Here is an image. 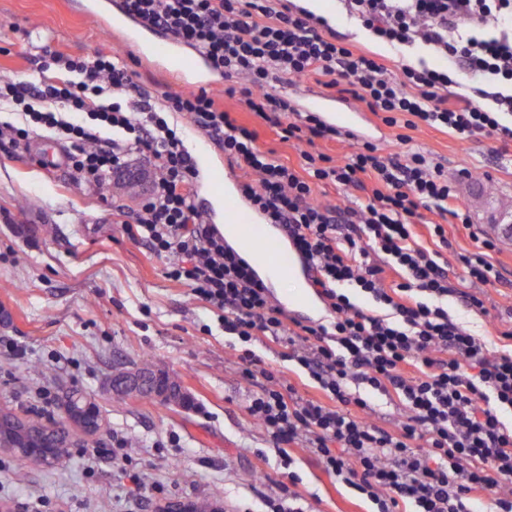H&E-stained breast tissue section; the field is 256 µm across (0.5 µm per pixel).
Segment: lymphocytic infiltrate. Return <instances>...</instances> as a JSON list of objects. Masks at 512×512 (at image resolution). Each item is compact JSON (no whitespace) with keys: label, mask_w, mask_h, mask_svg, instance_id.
I'll return each mask as SVG.
<instances>
[{"label":"lymphocytic infiltrate","mask_w":512,"mask_h":512,"mask_svg":"<svg viewBox=\"0 0 512 512\" xmlns=\"http://www.w3.org/2000/svg\"><path fill=\"white\" fill-rule=\"evenodd\" d=\"M373 39L423 50L430 61L380 62L326 18L293 0H123L147 28L206 55L228 80L241 110L306 145L304 171L257 144L255 130L207 89L166 96L165 107L137 97L119 54L73 56L46 50L38 78L1 81L0 101L24 117L0 127L17 141L45 130L68 140L72 183L101 187L112 171L138 160L151 189L133 221L150 250L168 255L170 279L217 313L226 336L241 343L246 376L257 381L246 411L269 434L289 482L291 448L308 449L323 472L371 502L375 512H512V323L498 326L490 350L448 313L449 298L488 316L480 294L456 288L460 265L470 280H503L496 243L474 235L473 250L443 259L445 225L424 212L462 218L440 166L409 149V130L427 125L464 140L512 145V0H344ZM321 77L324 89L364 103L398 129L403 153L385 157L360 140L343 161L316 150L347 134L317 113L294 109L268 92L270 80ZM177 112L219 139L231 164L250 174L240 193L277 225L306 262L327 322L303 320L273 303L251 264L229 247L194 202L198 171L177 129ZM365 195L358 207L329 208L316 183ZM281 346L290 371L255 365L250 343ZM306 378V398L288 374ZM396 396L404 415L393 429L364 419L372 394Z\"/></svg>","instance_id":"lymphocytic-infiltrate-1"}]
</instances>
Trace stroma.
<instances>
[{
	"label": "stroma",
	"instance_id": "35a3bbf8",
	"mask_svg": "<svg viewBox=\"0 0 512 512\" xmlns=\"http://www.w3.org/2000/svg\"><path fill=\"white\" fill-rule=\"evenodd\" d=\"M323 14L359 47L392 60L394 51L322 0ZM74 55L120 52L134 80L155 105L178 86L115 42L82 11L80 0H0V80L36 77L44 49ZM413 143L437 159L449 178L462 169L489 177L490 192L512 205V148L491 139L465 143L455 134L420 126ZM64 146L47 132L27 143L0 145V336L14 337L25 355L0 346V408L31 420L60 417L69 392L95 399L101 431L67 432L75 445L51 464L21 461L0 450V501L15 512H155L163 502L212 496L224 512H268L284 497L279 457L264 428L246 412L256 387L243 376L216 314L190 289L168 279L166 258L153 255L127 222L139 201L118 185L108 191L72 184L68 168L45 166ZM53 234H45V226ZM495 258L503 282L487 291L490 315L512 308V239ZM451 316L474 334L493 338L489 317L449 301ZM150 356L175 377L193 405L185 409L132 398L106 400L113 372ZM33 364L45 375L30 373ZM126 448L107 455L113 437ZM99 456H92V449ZM294 487L305 512H369L353 492L332 484L308 451L295 454Z\"/></svg>",
	"mask_w": 512,
	"mask_h": 512
}]
</instances>
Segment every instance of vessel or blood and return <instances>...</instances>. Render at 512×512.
<instances>
[{
    "instance_id": "vessel-or-blood-1",
    "label": "vessel or blood",
    "mask_w": 512,
    "mask_h": 512,
    "mask_svg": "<svg viewBox=\"0 0 512 512\" xmlns=\"http://www.w3.org/2000/svg\"><path fill=\"white\" fill-rule=\"evenodd\" d=\"M83 11L106 28L123 48L134 51L142 59L163 69L172 71L175 78L184 84L215 87L222 85L223 77L216 72L200 54L186 53L181 44L170 37L155 35L136 24L121 10L112 6V0H85ZM311 108L319 112L329 124L345 131L364 135L363 116L350 110L335 111L319 96H312ZM210 181L218 185V205L215 213L209 214L210 223L226 221L233 232V241L239 252L251 265L261 272H274L282 276L304 272L305 267L295 252L286 250L284 238L277 229L268 228L239 202L240 191L224 177L221 166H214L209 173ZM473 195L482 197L484 207L476 216L477 221L492 224L512 222V209H502L498 199L487 193L485 177L464 176Z\"/></svg>"
}]
</instances>
